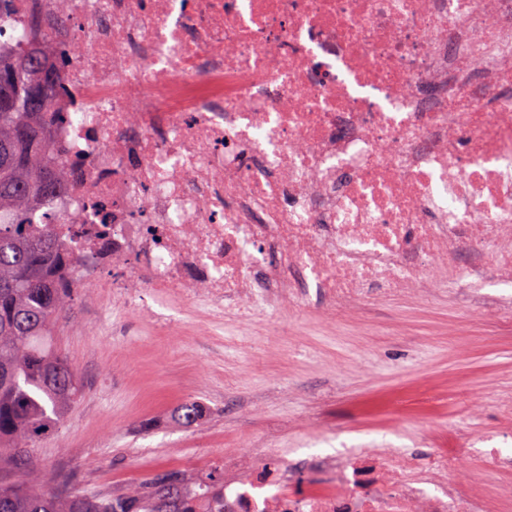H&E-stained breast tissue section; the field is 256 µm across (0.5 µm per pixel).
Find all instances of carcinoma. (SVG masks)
I'll return each instance as SVG.
<instances>
[{"label": "carcinoma", "mask_w": 512, "mask_h": 512, "mask_svg": "<svg viewBox=\"0 0 512 512\" xmlns=\"http://www.w3.org/2000/svg\"><path fill=\"white\" fill-rule=\"evenodd\" d=\"M55 82L44 56L32 51L0 60V461L28 482L0 479V512H224V467L205 477L180 470L163 507L156 478L120 495L49 493L36 487L32 450L69 417L79 385L54 342L70 288L59 287L62 243L39 207L62 190L63 166L44 163L51 140ZM178 421L200 419L193 402Z\"/></svg>", "instance_id": "obj_1"}]
</instances>
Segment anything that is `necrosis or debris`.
<instances>
[{
	"label": "necrosis or debris",
	"mask_w": 512,
	"mask_h": 512,
	"mask_svg": "<svg viewBox=\"0 0 512 512\" xmlns=\"http://www.w3.org/2000/svg\"><path fill=\"white\" fill-rule=\"evenodd\" d=\"M0 54H60L47 209L65 284L116 313L169 294L333 304L448 283L463 246L512 281V0H0ZM93 255L84 263V255ZM271 477L226 512H495L461 480L431 492Z\"/></svg>",
	"instance_id": "1"
}]
</instances>
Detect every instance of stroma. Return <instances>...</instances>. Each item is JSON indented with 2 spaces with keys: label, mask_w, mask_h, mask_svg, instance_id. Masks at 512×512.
<instances>
[{
  "label": "stroma",
  "mask_w": 512,
  "mask_h": 512,
  "mask_svg": "<svg viewBox=\"0 0 512 512\" xmlns=\"http://www.w3.org/2000/svg\"><path fill=\"white\" fill-rule=\"evenodd\" d=\"M167 321L134 310L117 319L107 297L74 289L56 343L81 384L67 422L36 448L40 482L57 493H124L168 470L253 475L249 462L277 448L291 457L371 448L383 483L390 456L418 462L413 479L468 475L512 512V469L476 456L449 458L465 442L512 422V284L474 285L464 275L426 293L373 288L351 302L276 314L223 315L178 296ZM195 401L191 428L176 410Z\"/></svg>",
  "instance_id": "stroma-1"
}]
</instances>
